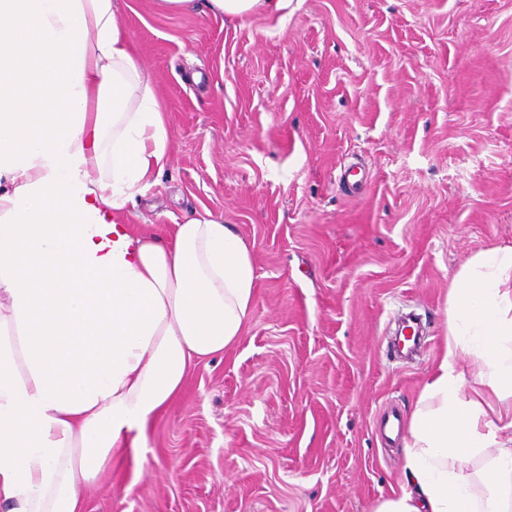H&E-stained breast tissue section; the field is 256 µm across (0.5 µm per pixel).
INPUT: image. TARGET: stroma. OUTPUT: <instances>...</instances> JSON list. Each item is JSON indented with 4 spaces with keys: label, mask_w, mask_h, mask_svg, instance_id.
I'll list each match as a JSON object with an SVG mask.
<instances>
[{
    "label": "stroma",
    "mask_w": 512,
    "mask_h": 512,
    "mask_svg": "<svg viewBox=\"0 0 512 512\" xmlns=\"http://www.w3.org/2000/svg\"><path fill=\"white\" fill-rule=\"evenodd\" d=\"M117 21L155 81L168 159L127 221L212 212L255 265L251 319L198 364L85 512H372L443 344L448 288L512 245V0H207ZM416 314L421 353L391 338ZM281 0H208L210 10L226 18H243L260 8H279Z\"/></svg>",
    "instance_id": "35a3bbf8"
}]
</instances>
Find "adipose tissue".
Masks as SVG:
<instances>
[{"label": "adipose tissue", "mask_w": 512, "mask_h": 512, "mask_svg": "<svg viewBox=\"0 0 512 512\" xmlns=\"http://www.w3.org/2000/svg\"><path fill=\"white\" fill-rule=\"evenodd\" d=\"M116 0H0V504L82 512L199 362L242 335L253 257L223 217L123 224L167 157ZM479 364L458 367L461 355ZM408 486L373 512H512V246L448 292L411 413Z\"/></svg>", "instance_id": "ef3b65f1"}]
</instances>
